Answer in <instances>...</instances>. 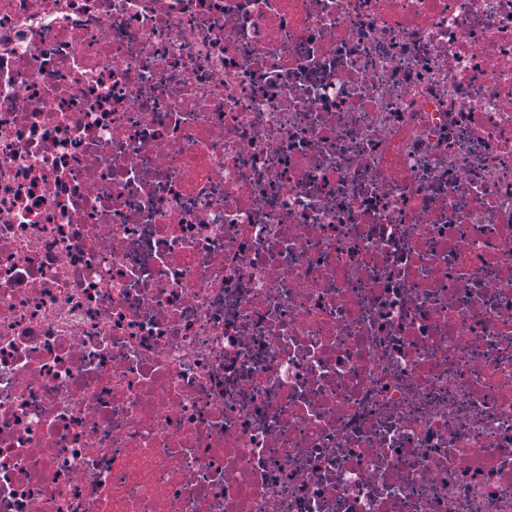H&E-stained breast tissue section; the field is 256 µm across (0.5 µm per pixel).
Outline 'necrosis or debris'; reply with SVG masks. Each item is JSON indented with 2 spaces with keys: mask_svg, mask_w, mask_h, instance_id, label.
<instances>
[{
  "mask_svg": "<svg viewBox=\"0 0 512 512\" xmlns=\"http://www.w3.org/2000/svg\"><path fill=\"white\" fill-rule=\"evenodd\" d=\"M0 512H512V0H0Z\"/></svg>",
  "mask_w": 512,
  "mask_h": 512,
  "instance_id": "obj_1",
  "label": "necrosis or debris"
}]
</instances>
